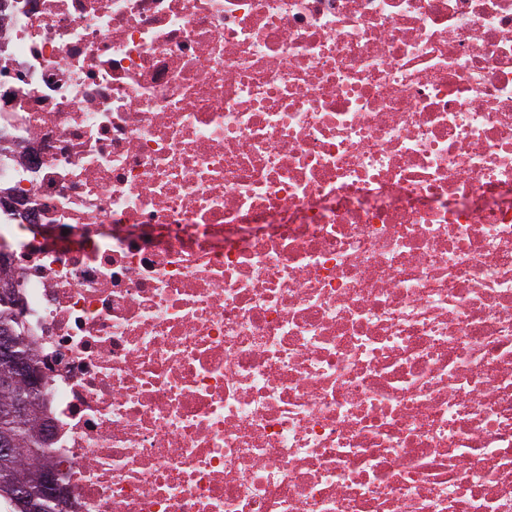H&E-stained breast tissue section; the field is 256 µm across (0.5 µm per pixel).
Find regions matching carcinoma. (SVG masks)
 <instances>
[{
  "mask_svg": "<svg viewBox=\"0 0 512 512\" xmlns=\"http://www.w3.org/2000/svg\"><path fill=\"white\" fill-rule=\"evenodd\" d=\"M7 277L6 270L0 271V325L12 326L18 336L16 353L33 359L29 345L22 336L21 328L16 322L11 311V299L8 296L9 289L1 287ZM38 393L31 392L22 384H16L11 390L0 389V409L6 407L16 399L28 400L26 417L17 419L0 415V435L8 433L15 441V447L20 452L12 461L9 470L0 469V512H30L26 505L15 500L13 486L17 482H30V476L40 470L50 468L49 462L42 459L40 437L38 435L39 416L37 410Z\"/></svg>",
  "mask_w": 512,
  "mask_h": 512,
  "instance_id": "carcinoma-1",
  "label": "carcinoma"
}]
</instances>
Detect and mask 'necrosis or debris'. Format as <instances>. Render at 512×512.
Listing matches in <instances>:
<instances>
[{
	"instance_id": "obj_1",
	"label": "necrosis or debris",
	"mask_w": 512,
	"mask_h": 512,
	"mask_svg": "<svg viewBox=\"0 0 512 512\" xmlns=\"http://www.w3.org/2000/svg\"><path fill=\"white\" fill-rule=\"evenodd\" d=\"M0 258L66 512H512V0H5Z\"/></svg>"
}]
</instances>
